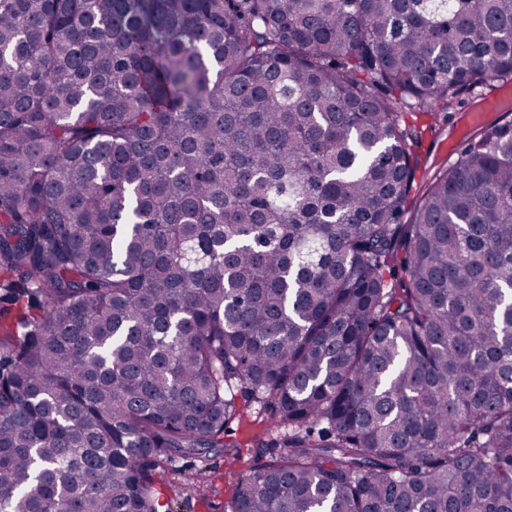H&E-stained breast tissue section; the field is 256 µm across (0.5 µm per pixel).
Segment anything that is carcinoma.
I'll list each match as a JSON object with an SVG mask.
<instances>
[{"label":"carcinoma","instance_id":"1","mask_svg":"<svg viewBox=\"0 0 512 512\" xmlns=\"http://www.w3.org/2000/svg\"><path fill=\"white\" fill-rule=\"evenodd\" d=\"M512 0H0V512H512V120L415 206L411 109ZM275 431L270 413L250 401L241 420L232 421L224 433V440L236 446L234 458L222 452L179 458L161 469L157 488L176 512H230L241 472L266 460L260 457L256 439ZM196 480L207 485L199 496L191 488Z\"/></svg>","mask_w":512,"mask_h":512}]
</instances>
